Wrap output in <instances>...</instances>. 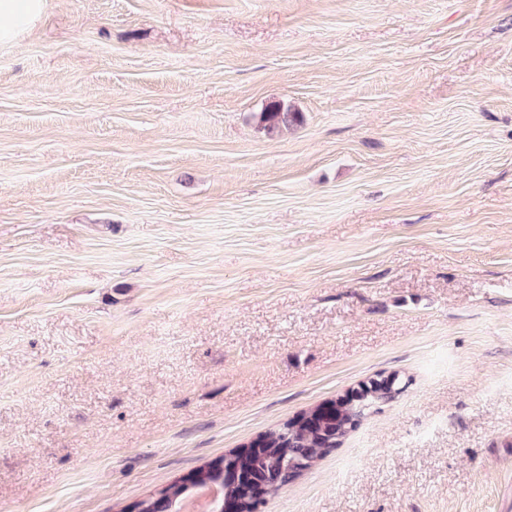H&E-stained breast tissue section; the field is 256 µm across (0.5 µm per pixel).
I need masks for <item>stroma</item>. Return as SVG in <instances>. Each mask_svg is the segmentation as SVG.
<instances>
[{
	"label": "stroma",
	"mask_w": 512,
	"mask_h": 512,
	"mask_svg": "<svg viewBox=\"0 0 512 512\" xmlns=\"http://www.w3.org/2000/svg\"><path fill=\"white\" fill-rule=\"evenodd\" d=\"M393 371L263 512H512V0H48L0 47V512ZM261 129L268 135H275L303 122V114L292 110L280 100L268 102L259 113Z\"/></svg>",
	"instance_id": "stroma-1"
}]
</instances>
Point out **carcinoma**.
<instances>
[{
    "label": "carcinoma",
    "instance_id": "1",
    "mask_svg": "<svg viewBox=\"0 0 512 512\" xmlns=\"http://www.w3.org/2000/svg\"><path fill=\"white\" fill-rule=\"evenodd\" d=\"M261 129L278 134L303 122V114L280 100L268 102L259 113ZM408 382L397 372L379 374L345 394L310 407L258 435L264 446L241 456L227 452L193 471L192 489L182 486V479L172 481L139 500L140 512H167L182 505L188 497L204 489L217 491L216 502L207 512H216L220 500L232 502L238 512H261L263 497H272L303 471L340 447L361 422L405 391Z\"/></svg>",
    "mask_w": 512,
    "mask_h": 512
}]
</instances>
